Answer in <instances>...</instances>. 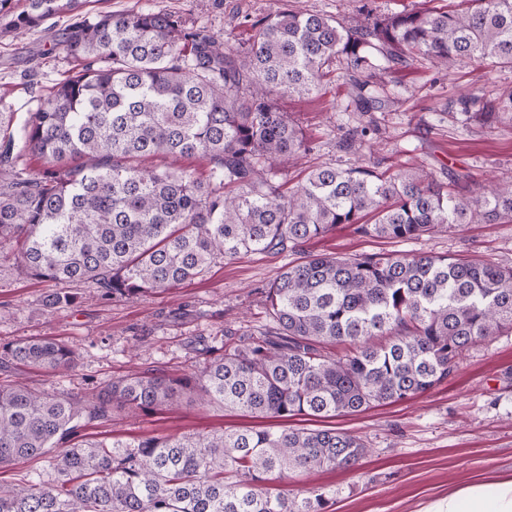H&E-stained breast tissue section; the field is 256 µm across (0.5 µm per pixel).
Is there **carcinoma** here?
<instances>
[{
	"label": "carcinoma",
	"mask_w": 512,
	"mask_h": 512,
	"mask_svg": "<svg viewBox=\"0 0 512 512\" xmlns=\"http://www.w3.org/2000/svg\"><path fill=\"white\" fill-rule=\"evenodd\" d=\"M86 4L26 0L18 11L0 0V33L15 37L69 14L61 43L80 62L21 126L0 99V265L62 285L45 307L76 303L66 283L112 300L165 293L219 259L282 253L339 224L408 239L512 222V183L463 197L431 172L382 171L363 154L389 101L386 72L420 60L512 68V0L398 12L371 2L349 20L283 8L246 22L252 35L237 46L177 13ZM338 70L368 116L338 140L358 162L310 167L286 191L287 165L310 145L278 100L312 95ZM459 105L452 118L492 129L512 115V90ZM29 154L42 160L36 172ZM177 156L205 158L207 175L156 163ZM260 293L272 330L198 374L132 373L87 395L1 385L0 467L46 456L57 477L0 485V512H323V494L289 496L271 482L358 464L368 449L334 428L95 441L80 430L186 394L263 418L356 414L427 392L468 347L512 333V267L476 257L308 254ZM18 367L71 371L77 356L29 339L0 351L1 370Z\"/></svg>",
	"instance_id": "1"
}]
</instances>
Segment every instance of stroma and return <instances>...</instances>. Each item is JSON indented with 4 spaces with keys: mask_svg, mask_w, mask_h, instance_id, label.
<instances>
[{
    "mask_svg": "<svg viewBox=\"0 0 512 512\" xmlns=\"http://www.w3.org/2000/svg\"><path fill=\"white\" fill-rule=\"evenodd\" d=\"M332 16L355 14L360 0H90L89 10L115 14L166 10L221 35L246 41L245 18H261L282 4ZM69 23L59 15L16 37L0 35V98L19 117L35 111L69 67L52 36ZM394 98L380 113L381 131L371 161L381 168L425 167L442 182L467 174L471 189L512 180V121L494 131L452 119L461 98L489 99L512 87V69L473 64L442 69L423 61L391 75ZM343 78L331 76L309 98H286L284 111L298 120L314 143L311 154L288 171L296 186L302 169L346 167L353 155L340 151L339 137L358 126L347 110ZM315 254L351 257L362 253L476 256L512 266L511 224H465L431 236L403 240L362 236L342 224L306 244ZM300 252L251 253L216 261L194 281L161 295L134 301L101 300L90 284L77 285L78 302L44 309L53 284L0 266V347L31 338L68 343L78 355L74 371L47 375L30 369L0 371V381L24 379L47 391L82 393L133 371L183 375L196 371L212 350L239 344L243 335L269 326L260 288L266 287ZM336 428L359 438L369 454L352 470H314L274 480L291 494L322 492L324 512H423L446 501L451 491L489 478L512 477V334L492 336L465 352L458 372L413 399L379 405L331 419L295 416L285 421L245 416L213 405L180 401L144 414L115 410L111 421L92 422L89 437L124 439L149 435H208L230 430Z\"/></svg>",
    "mask_w": 512,
    "mask_h": 512,
    "instance_id": "1",
    "label": "stroma"
}]
</instances>
